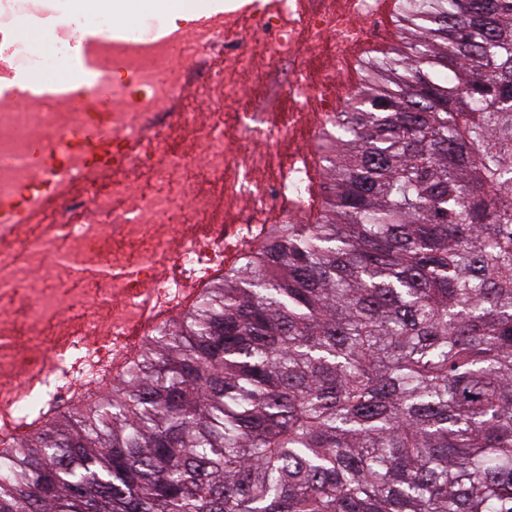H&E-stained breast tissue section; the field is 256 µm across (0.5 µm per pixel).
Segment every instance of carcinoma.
Instances as JSON below:
<instances>
[{
  "mask_svg": "<svg viewBox=\"0 0 512 512\" xmlns=\"http://www.w3.org/2000/svg\"><path fill=\"white\" fill-rule=\"evenodd\" d=\"M335 116L313 224H272L39 410L0 512H512V0H408Z\"/></svg>",
  "mask_w": 512,
  "mask_h": 512,
  "instance_id": "obj_1",
  "label": "carcinoma"
}]
</instances>
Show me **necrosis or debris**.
<instances>
[{
  "label": "necrosis or debris",
  "mask_w": 512,
  "mask_h": 512,
  "mask_svg": "<svg viewBox=\"0 0 512 512\" xmlns=\"http://www.w3.org/2000/svg\"><path fill=\"white\" fill-rule=\"evenodd\" d=\"M32 0H0V73L54 79L72 45L34 51L18 23ZM156 17L122 39L98 9L74 27L104 32L97 50L112 109L75 112L57 103L23 106L0 93V394L13 419L26 422L40 404L72 401L86 370L112 368L113 345L159 331L144 312L157 302L184 310L189 289L204 287L225 265L255 247L254 225L295 224L318 206L314 164L285 152L288 130L315 131L344 98L352 48L372 46L380 26L376 0H252L166 38L151 37ZM321 55V73L307 58ZM202 69L188 96L184 61ZM288 61V122L261 125L239 110L244 82L263 81ZM97 124L112 141V170L101 173L78 141ZM138 139L124 154L122 143ZM57 153L55 173L39 171L36 145ZM71 181L64 202L50 195L53 175ZM43 199L32 224H10L31 196ZM118 270L104 287L63 292L75 267Z\"/></svg>",
  "instance_id": "1"
}]
</instances>
